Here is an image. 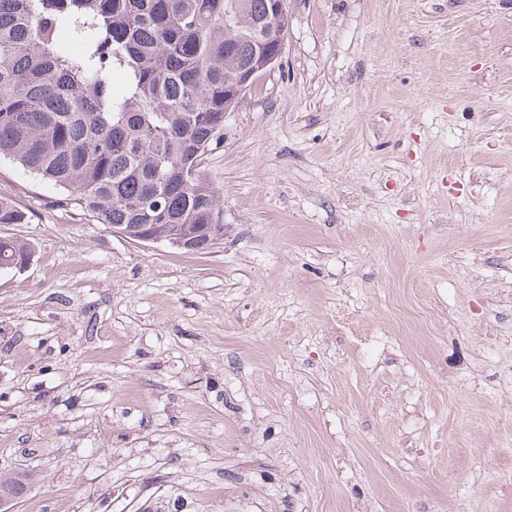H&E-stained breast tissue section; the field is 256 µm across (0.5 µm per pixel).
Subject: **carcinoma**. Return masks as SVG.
I'll return each mask as SVG.
<instances>
[{
    "label": "carcinoma",
    "instance_id": "obj_1",
    "mask_svg": "<svg viewBox=\"0 0 512 512\" xmlns=\"http://www.w3.org/2000/svg\"><path fill=\"white\" fill-rule=\"evenodd\" d=\"M285 0H0V157L99 224H206L221 194L200 169L241 77L284 46ZM0 198V224H24ZM33 254L0 237V269ZM27 473L0 479L21 498Z\"/></svg>",
    "mask_w": 512,
    "mask_h": 512
}]
</instances>
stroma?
I'll use <instances>...</instances> for the list:
<instances>
[{"instance_id":"35a3bbf8","label":"stroma","mask_w":512,"mask_h":512,"mask_svg":"<svg viewBox=\"0 0 512 512\" xmlns=\"http://www.w3.org/2000/svg\"><path fill=\"white\" fill-rule=\"evenodd\" d=\"M287 10L201 160L205 252L0 159L14 512H512V0ZM32 254L33 250L29 243L14 238L0 237L1 270L18 269L17 266H22Z\"/></svg>"}]
</instances>
